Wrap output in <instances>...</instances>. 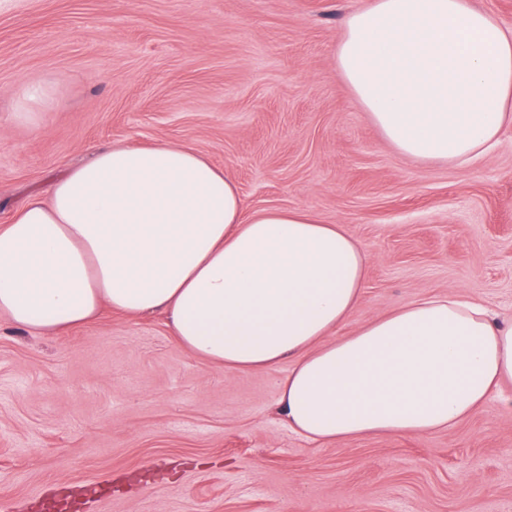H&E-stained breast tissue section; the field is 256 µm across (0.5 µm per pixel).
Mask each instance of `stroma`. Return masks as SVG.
I'll return each mask as SVG.
<instances>
[{
  "mask_svg": "<svg viewBox=\"0 0 512 512\" xmlns=\"http://www.w3.org/2000/svg\"><path fill=\"white\" fill-rule=\"evenodd\" d=\"M368 0H0V225L109 145L192 147L247 212L302 208L370 254L339 335L454 290L512 320V127L465 167L398 154L339 79ZM49 85L36 121L23 84ZM288 370L228 372L164 315L56 336L0 320V512H512V408L336 443L278 411Z\"/></svg>",
  "mask_w": 512,
  "mask_h": 512,
  "instance_id": "35a3bbf8",
  "label": "stroma"
}]
</instances>
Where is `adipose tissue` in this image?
Wrapping results in <instances>:
<instances>
[{"label":"adipose tissue","instance_id":"obj_1","mask_svg":"<svg viewBox=\"0 0 512 512\" xmlns=\"http://www.w3.org/2000/svg\"><path fill=\"white\" fill-rule=\"evenodd\" d=\"M333 59L402 156L467 165L512 126V29L473 0H370ZM368 264L308 210L247 213L236 182L190 147L112 145L0 226V319L48 336L106 310L162 312L213 366L288 363L279 409L317 442L448 431L512 384V321L456 293L333 338Z\"/></svg>","mask_w":512,"mask_h":512}]
</instances>
